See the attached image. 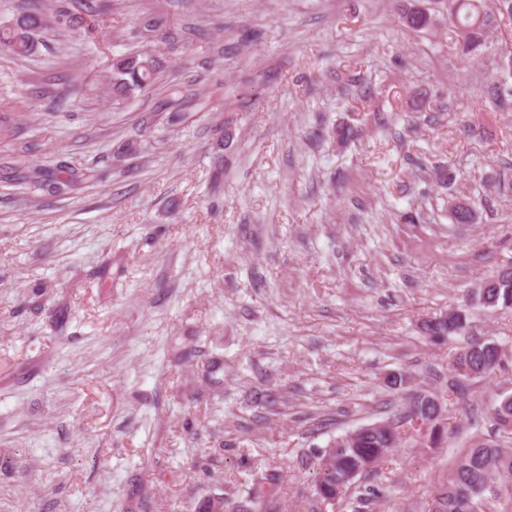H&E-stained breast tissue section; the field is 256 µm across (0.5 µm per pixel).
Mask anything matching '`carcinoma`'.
I'll return each mask as SVG.
<instances>
[{"label":"carcinoma","instance_id":"1","mask_svg":"<svg viewBox=\"0 0 512 512\" xmlns=\"http://www.w3.org/2000/svg\"><path fill=\"white\" fill-rule=\"evenodd\" d=\"M455 10L448 16H440L433 8H423L417 0H408L400 14L401 24L416 33H427L440 21H448V36L461 57L478 56L492 47L493 40L503 21L502 8H507L512 18V0H452ZM46 27L39 0H29L28 13L11 28H0V47L18 56H26L36 48V36ZM116 79L114 91L128 95L144 90L153 84L155 74L154 49L144 50L115 59ZM452 218L457 224L474 220L469 203L458 201L452 205ZM495 309H512V281L502 285L494 294ZM467 325L464 310L448 317V323L432 322L428 325L430 337L437 341L462 334ZM502 354L488 340L472 339L456 355L450 364L455 371L462 364L487 374L501 363ZM494 427L501 433H512V394L503 395L490 413ZM344 447L335 448L321 456L315 479L314 495L308 501L307 512H322L324 505L334 500L347 499L346 507L352 512H363L370 497L379 495L373 489H361L359 479L371 473V469L383 462L389 453L404 444L415 446L414 438L394 439L386 431H373L356 440L342 436ZM512 482V453L497 444H476L459 457L448 488L441 493L431 512H495L498 487L495 480ZM249 512H282L280 499L272 488L264 483L253 484L249 491Z\"/></svg>","mask_w":512,"mask_h":512}]
</instances>
